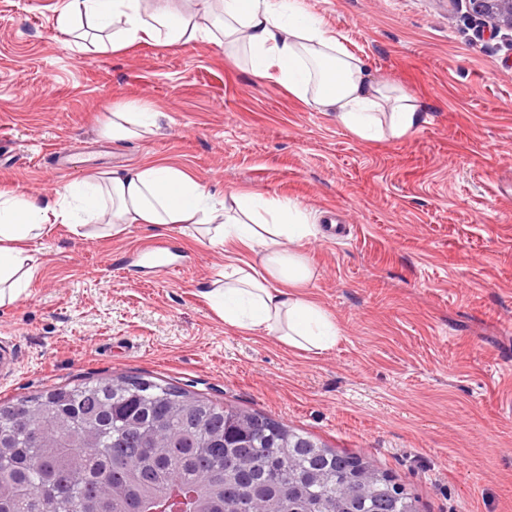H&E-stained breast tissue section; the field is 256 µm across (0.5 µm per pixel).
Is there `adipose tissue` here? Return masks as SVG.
I'll return each instance as SVG.
<instances>
[{
    "label": "adipose tissue",
    "instance_id": "obj_1",
    "mask_svg": "<svg viewBox=\"0 0 512 512\" xmlns=\"http://www.w3.org/2000/svg\"><path fill=\"white\" fill-rule=\"evenodd\" d=\"M224 18V43L243 48L255 77L274 81L360 139L372 142L407 134L419 121L414 96L377 81L363 60L342 50L338 37L317 16L291 0H202ZM58 28L68 47L116 51L140 40L175 47L207 33L173 0H58ZM158 114L128 103L113 113L106 135L125 142L154 134ZM115 236L133 224L173 226L213 246L237 242L260 253L259 264L237 258L218 269L202 297L226 325L250 333L276 334L288 347L322 352L340 330L301 286L314 271L303 252L317 234L293 201L241 191L223 199L179 165L144 162L121 170L87 174L66 185L54 202L0 190V305L19 300L37 263L26 242L53 224L79 232L86 222Z\"/></svg>",
    "mask_w": 512,
    "mask_h": 512
}]
</instances>
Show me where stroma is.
Returning a JSON list of instances; mask_svg holds the SVG:
<instances>
[{"instance_id": "obj_1", "label": "stroma", "mask_w": 512, "mask_h": 512, "mask_svg": "<svg viewBox=\"0 0 512 512\" xmlns=\"http://www.w3.org/2000/svg\"><path fill=\"white\" fill-rule=\"evenodd\" d=\"M56 0H0V190L53 200L89 171L179 164L211 191L287 198L321 232L305 292L341 338L315 354L224 324L200 295L223 248L63 224L0 307V401L149 374L371 458L419 512H512V31L463 0H298L371 75L412 94L406 135L366 142L215 41L71 52ZM162 113L113 145L122 104ZM164 242L177 273L135 255Z\"/></svg>"}]
</instances>
